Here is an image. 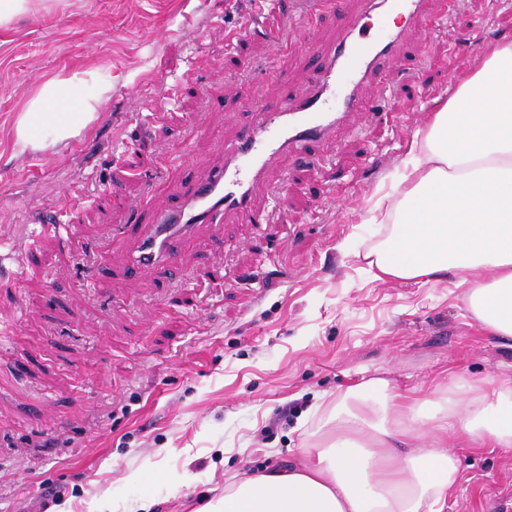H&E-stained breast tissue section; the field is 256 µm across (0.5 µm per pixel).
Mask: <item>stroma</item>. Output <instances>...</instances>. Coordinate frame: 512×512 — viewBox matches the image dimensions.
Segmentation results:
<instances>
[{"instance_id": "stroma-1", "label": "stroma", "mask_w": 512, "mask_h": 512, "mask_svg": "<svg viewBox=\"0 0 512 512\" xmlns=\"http://www.w3.org/2000/svg\"><path fill=\"white\" fill-rule=\"evenodd\" d=\"M447 3L446 22L409 32L380 111L272 170L273 224L202 225L179 269L137 284L96 276L121 264V226L220 161L254 99L303 92L301 43L334 39L357 0H46L0 28V512H201L228 476L294 459L319 396L372 375L411 393L512 374L459 276L376 281L363 258L386 231L366 199L482 49L512 41V0ZM254 14L279 47L226 42ZM97 67L112 91L94 123L21 150L37 83ZM450 444L447 512H484L512 486V450Z\"/></svg>"}]
</instances>
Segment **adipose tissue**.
Returning <instances> with one entry per match:
<instances>
[{"mask_svg":"<svg viewBox=\"0 0 512 512\" xmlns=\"http://www.w3.org/2000/svg\"><path fill=\"white\" fill-rule=\"evenodd\" d=\"M111 89V75L96 70L39 83L16 122L21 149L69 143ZM373 207L387 222L365 252L373 279L462 275L471 317L512 348V43L483 50ZM453 435L475 448L512 449V376L453 375L419 397L383 377L364 379L304 429L298 459L227 481L205 512H446L461 478Z\"/></svg>","mask_w":512,"mask_h":512,"instance_id":"ef3b65f1","label":"adipose tissue"}]
</instances>
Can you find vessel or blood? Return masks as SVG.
I'll list each match as a JSON object with an SVG mask.
<instances>
[{
  "instance_id": "vessel-or-blood-1",
  "label": "vessel or blood",
  "mask_w": 512,
  "mask_h": 512,
  "mask_svg": "<svg viewBox=\"0 0 512 512\" xmlns=\"http://www.w3.org/2000/svg\"><path fill=\"white\" fill-rule=\"evenodd\" d=\"M396 14L404 16V23L393 22ZM446 16L444 0H362L357 16L342 23L337 40L314 52L303 97L257 104L253 121L225 144L223 161L202 179L182 185L176 207L156 213L150 223L131 226L136 246L125 276H156L178 268L180 246L197 225L221 224L229 216L268 223L269 214L256 207L255 197L271 167L366 112L363 88L382 82L385 64L407 32ZM375 27L383 30V39L372 36Z\"/></svg>"
}]
</instances>
